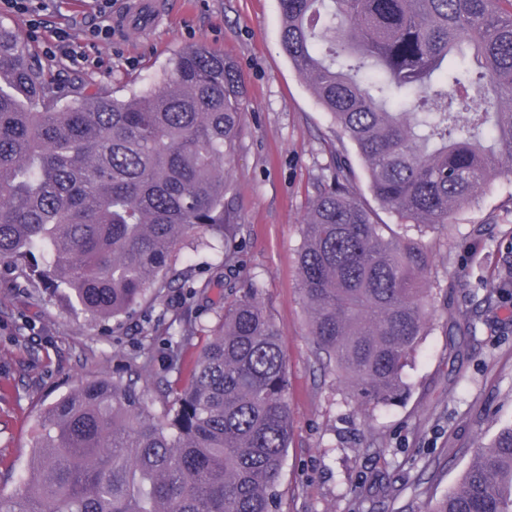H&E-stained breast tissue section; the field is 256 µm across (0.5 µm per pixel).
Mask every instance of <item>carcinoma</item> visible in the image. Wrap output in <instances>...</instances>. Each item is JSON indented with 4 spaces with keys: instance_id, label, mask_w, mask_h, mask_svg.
I'll list each match as a JSON object with an SVG mask.
<instances>
[{
    "instance_id": "carcinoma-1",
    "label": "carcinoma",
    "mask_w": 512,
    "mask_h": 512,
    "mask_svg": "<svg viewBox=\"0 0 512 512\" xmlns=\"http://www.w3.org/2000/svg\"><path fill=\"white\" fill-rule=\"evenodd\" d=\"M280 44L363 163L375 221L348 152L318 185L298 254L313 351L361 411L405 392L427 334L433 256L407 235L446 224L486 182L512 174V0H279ZM245 97L236 63L180 51L158 87L118 98L61 95L26 46L0 39V264L48 256L41 275L87 316L119 321L161 286L210 287L187 248L224 242V293L188 376L181 317L146 402L126 374L87 381L40 415L32 466L0 512H278L290 440L287 360L253 285L236 296L243 225L224 209ZM496 289L512 282V266ZM431 512H512V425L483 447ZM357 187L364 204L373 211L374 218L379 224H399L398 216L391 210L382 207L369 190L368 180L363 166L356 160Z\"/></svg>"
}]
</instances>
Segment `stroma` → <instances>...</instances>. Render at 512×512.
<instances>
[{"instance_id": "obj_1", "label": "stroma", "mask_w": 512, "mask_h": 512, "mask_svg": "<svg viewBox=\"0 0 512 512\" xmlns=\"http://www.w3.org/2000/svg\"><path fill=\"white\" fill-rule=\"evenodd\" d=\"M147 35L88 41L94 25H118L126 0H51L41 16L0 7L31 60L67 91L100 87L122 97L160 82L181 49L198 43L231 57L246 111L229 167L226 202L243 224L241 281L257 285L288 359L292 438L280 480V512H429L481 445L512 424V313L484 317L490 275L512 259V176L488 182L451 222L417 233L433 254L428 332L404 372L401 401L362 413L324 373L308 336L297 255L302 224L340 145L330 116L280 47L278 0H167ZM83 43L89 62L47 55L57 30ZM224 291L185 299L178 287L123 325L95 321L63 289L0 266V493L15 492L30 466L42 411L86 380L122 372L129 356L160 367L164 336L192 309L217 323ZM161 335L149 338L148 321Z\"/></svg>"}]
</instances>
